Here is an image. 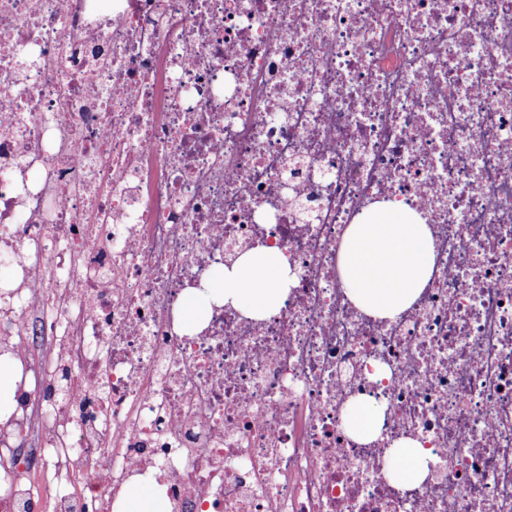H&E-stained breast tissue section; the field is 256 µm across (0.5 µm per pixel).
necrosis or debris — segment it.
Instances as JSON below:
<instances>
[{
    "mask_svg": "<svg viewBox=\"0 0 512 512\" xmlns=\"http://www.w3.org/2000/svg\"><path fill=\"white\" fill-rule=\"evenodd\" d=\"M377 203L436 246L385 320L338 265ZM0 234L27 280L0 351L45 364L0 512L139 482L170 512H512V0H0ZM258 245L296 274L261 320L207 288ZM405 438L433 455L408 487ZM383 409L371 400L354 403L350 408V430L364 440H370L379 433ZM397 463L390 471V480L398 485L421 481L427 474V450L417 440L406 439L395 446Z\"/></svg>",
    "mask_w": 512,
    "mask_h": 512,
    "instance_id": "1",
    "label": "necrosis or debris"
}]
</instances>
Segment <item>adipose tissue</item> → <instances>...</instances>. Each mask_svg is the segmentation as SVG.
<instances>
[{
  "instance_id": "1",
  "label": "adipose tissue",
  "mask_w": 512,
  "mask_h": 512,
  "mask_svg": "<svg viewBox=\"0 0 512 512\" xmlns=\"http://www.w3.org/2000/svg\"><path fill=\"white\" fill-rule=\"evenodd\" d=\"M342 286L367 314L390 319L411 306L435 271V245L429 225L412 210L391 204L373 206L349 225L340 252ZM293 275L278 250L257 246L224 269L225 303L262 319L285 304ZM392 482L406 485L427 473L428 453L406 439L393 452Z\"/></svg>"
}]
</instances>
